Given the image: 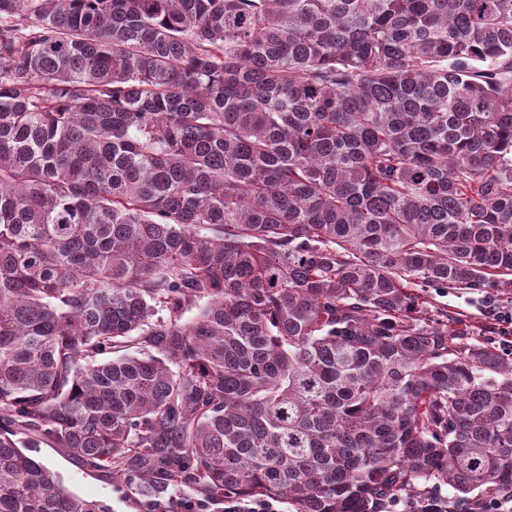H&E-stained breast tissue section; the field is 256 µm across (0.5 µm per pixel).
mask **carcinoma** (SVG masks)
I'll use <instances>...</instances> for the list:
<instances>
[{
	"instance_id": "cac0c4a2",
	"label": "carcinoma",
	"mask_w": 512,
	"mask_h": 512,
	"mask_svg": "<svg viewBox=\"0 0 512 512\" xmlns=\"http://www.w3.org/2000/svg\"><path fill=\"white\" fill-rule=\"evenodd\" d=\"M431 288L512 291V0H0V512H103L44 441L490 512L512 349Z\"/></svg>"
}]
</instances>
